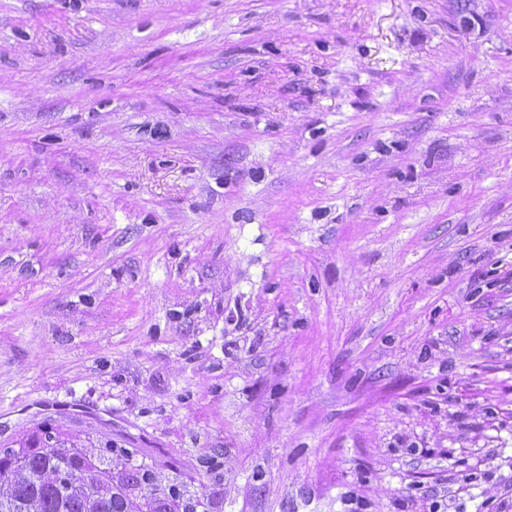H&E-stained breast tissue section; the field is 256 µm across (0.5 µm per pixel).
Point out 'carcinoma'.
Here are the masks:
<instances>
[{
    "mask_svg": "<svg viewBox=\"0 0 512 512\" xmlns=\"http://www.w3.org/2000/svg\"><path fill=\"white\" fill-rule=\"evenodd\" d=\"M112 453L110 439L78 444L51 423L15 448H0V512H195V504L174 490L137 501L132 488L150 481V473L134 467L129 480L115 481ZM74 471L79 480L65 482L64 474Z\"/></svg>",
    "mask_w": 512,
    "mask_h": 512,
    "instance_id": "1",
    "label": "carcinoma"
}]
</instances>
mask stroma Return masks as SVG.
Here are the masks:
<instances>
[{
  "mask_svg": "<svg viewBox=\"0 0 512 512\" xmlns=\"http://www.w3.org/2000/svg\"><path fill=\"white\" fill-rule=\"evenodd\" d=\"M196 512H512V0H0V445Z\"/></svg>",
  "mask_w": 512,
  "mask_h": 512,
  "instance_id": "35a3bbf8",
  "label": "stroma"
}]
</instances>
